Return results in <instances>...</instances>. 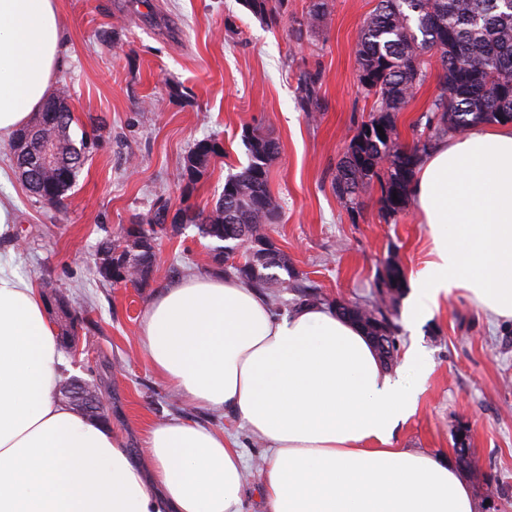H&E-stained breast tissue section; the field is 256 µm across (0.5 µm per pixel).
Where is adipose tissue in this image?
<instances>
[{
    "label": "adipose tissue",
    "mask_w": 512,
    "mask_h": 512,
    "mask_svg": "<svg viewBox=\"0 0 512 512\" xmlns=\"http://www.w3.org/2000/svg\"><path fill=\"white\" fill-rule=\"evenodd\" d=\"M64 49L56 0H0V138L51 92ZM410 192L433 261L412 274L411 312L452 289L512 318V125L437 142ZM141 345L188 404L236 416L263 439L268 512H476L452 462L396 445L426 372L385 371L332 307L273 313L242 281L191 276L143 318ZM56 333L40 294L0 275V512H241L243 457L209 427L171 419L147 440L151 476L107 426L55 396Z\"/></svg>",
    "instance_id": "1"
}]
</instances>
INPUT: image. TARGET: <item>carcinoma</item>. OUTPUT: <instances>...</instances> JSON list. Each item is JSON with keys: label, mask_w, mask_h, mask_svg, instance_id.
I'll return each mask as SVG.
<instances>
[{"label": "carcinoma", "mask_w": 512, "mask_h": 512, "mask_svg": "<svg viewBox=\"0 0 512 512\" xmlns=\"http://www.w3.org/2000/svg\"><path fill=\"white\" fill-rule=\"evenodd\" d=\"M240 2L253 16L272 24L278 23L285 6V0ZM329 14V0H309L302 19L292 28L296 39L314 34ZM431 57L436 58L437 93L422 113L425 121L415 123L416 141L409 146L400 140L395 115L406 109L426 82ZM356 63L361 90L374 102L369 120L350 140L338 164L336 191L355 209L361 205L362 193L376 182L381 209L392 218L411 203L410 185L417 165L437 141L480 124L499 123L502 115L512 114V0H378L360 28ZM298 98L304 111H320V87L314 75L307 73L300 79ZM72 121L68 107L57 113L49 126L36 117L17 130L8 144L38 176L36 198L47 204L62 202L84 164V147L77 146L69 134ZM42 139L56 148L57 164L49 170L39 162ZM246 139L247 166L227 178L209 211L197 207L191 198L196 183L224 150L210 139L199 140L190 148L183 158L179 223L197 225L202 237L224 247L246 236L250 244L243 262L224 269L225 274L255 288H300L302 284L288 266V256L280 251L264 254L258 245L264 239L263 230L274 223L281 209L268 186L269 167L279 154V144L256 129ZM166 212L163 205L138 218V233L128 231L117 240L107 238L97 252L109 258L122 250L127 280L147 282L156 265V252L145 249V242L158 238ZM387 269L389 273L377 284L380 302L370 308H343L336 314L359 322L368 336L386 333L394 344L396 331L386 302L397 301L404 277L395 263ZM53 296L60 311L59 335H79L83 317L78 302L59 289ZM79 380L87 393L103 402L101 380L92 374L59 381L58 394L83 418L104 420L105 415L95 407L68 395L69 386Z\"/></svg>", "instance_id": "1"}]
</instances>
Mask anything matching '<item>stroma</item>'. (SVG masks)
<instances>
[{
    "mask_svg": "<svg viewBox=\"0 0 512 512\" xmlns=\"http://www.w3.org/2000/svg\"><path fill=\"white\" fill-rule=\"evenodd\" d=\"M57 3L66 51L55 84L68 89L70 132L86 140L89 160L55 209L29 193L0 140V202L11 219L0 233V271L38 293L53 285L79 301V343L75 354H62L61 371L101 378L107 424L136 459L147 455L150 430L173 418L226 431L244 459L242 512H266L262 443L230 414L181 401L154 373L140 343L144 313L157 294L175 280L217 273L212 241L193 224L165 231L144 286L102 281L93 257L101 241L159 204L180 208L183 158L206 138L219 139L224 154L192 200L211 208L226 178L247 165L244 134L256 127L280 146L269 187L281 214L270 233L299 279L317 285L319 303L373 304L388 260L407 275L432 261L431 234L413 210L385 219L374 184L354 211L335 188L336 167L372 106L358 83L355 49L377 0H331L325 23L300 41L288 31L309 0H287L275 24L239 0ZM306 72L320 77L317 112L299 104ZM411 294L403 286L391 310L398 328L391 368H402L416 349L428 369L396 445L450 459L457 431L467 429L482 468L467 479L479 512H512V320L477 308L455 289L432 315L413 321Z\"/></svg>",
    "mask_w": 512,
    "mask_h": 512,
    "instance_id": "1",
    "label": "stroma"
}]
</instances>
